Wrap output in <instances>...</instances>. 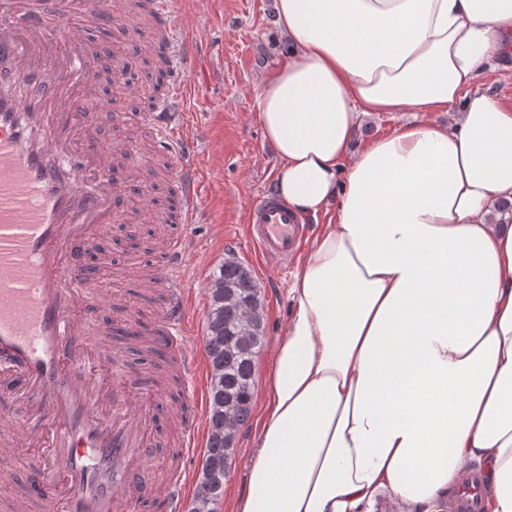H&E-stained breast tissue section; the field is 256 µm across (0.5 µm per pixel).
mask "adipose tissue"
Masks as SVG:
<instances>
[{"mask_svg":"<svg viewBox=\"0 0 512 512\" xmlns=\"http://www.w3.org/2000/svg\"><path fill=\"white\" fill-rule=\"evenodd\" d=\"M279 196L327 215L288 290L237 512H512V0H273ZM447 112L356 146L361 116ZM512 53L507 57H504L502 61V66L504 67L506 74L508 76L502 75L500 77H496L497 79L493 80L491 78L487 85L491 87L490 92L496 95V97L505 105L512 106ZM510 60V66H506V61Z\"/></svg>","mask_w":512,"mask_h":512,"instance_id":"adipose-tissue-1","label":"adipose tissue"}]
</instances>
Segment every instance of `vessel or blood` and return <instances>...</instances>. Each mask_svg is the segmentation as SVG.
<instances>
[{
    "mask_svg": "<svg viewBox=\"0 0 512 512\" xmlns=\"http://www.w3.org/2000/svg\"><path fill=\"white\" fill-rule=\"evenodd\" d=\"M0 0V399L12 419L0 456L19 445L40 449L42 465L32 492L16 491L0 473L6 512H138L145 500L172 502L173 488L149 477L155 402L136 390L119 365L105 364L108 333L97 316L108 302L94 287L84 252L102 244L111 224L123 223L124 182L113 160L136 165L135 140L102 144L90 111L97 96L99 60L88 39L100 20L131 24L127 0ZM148 15L169 37L157 42L137 27L151 52L182 68L145 119L171 162L177 232L169 234L166 261L143 283L154 297L160 345L186 379L205 367V343L189 338L191 297L185 265L190 234L200 214L198 141L186 134L180 105L197 78L200 34L179 33L167 0H149ZM35 83L27 97L18 82ZM303 220L272 191L249 211L248 234L266 264L285 263L302 243ZM192 419L182 421V454L208 436V418L190 396Z\"/></svg>",
    "mask_w": 512,
    "mask_h": 512,
    "instance_id": "obj_1",
    "label": "vessel or blood"
}]
</instances>
